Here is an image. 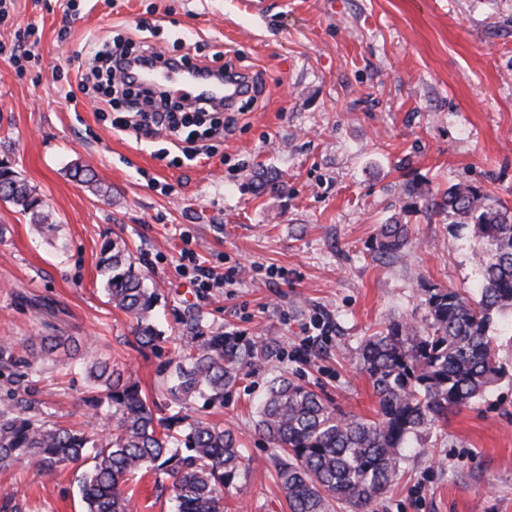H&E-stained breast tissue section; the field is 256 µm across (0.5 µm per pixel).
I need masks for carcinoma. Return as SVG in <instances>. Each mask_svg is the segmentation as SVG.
Here are the masks:
<instances>
[{
  "instance_id": "obj_1",
  "label": "carcinoma",
  "mask_w": 512,
  "mask_h": 512,
  "mask_svg": "<svg viewBox=\"0 0 512 512\" xmlns=\"http://www.w3.org/2000/svg\"><path fill=\"white\" fill-rule=\"evenodd\" d=\"M0 200L29 216L44 235L56 233L42 200L2 161ZM425 206L456 227L471 228L477 293L430 288L425 323L396 320L365 337L358 359L377 398L373 421L343 412L284 375L271 379L256 408V425L277 451V477L289 512H330L335 504L368 512L424 432L486 397L506 375L501 337L493 329L512 313V207L470 185H453L440 199L425 200ZM408 242V225L391 220L382 225L374 251L401 256ZM99 264L109 301L135 319L139 344L165 341L153 323L156 289L149 287L126 245L106 241ZM46 328L38 346L24 356L1 344L0 370L23 367L35 374L43 360L78 351L73 337L50 323ZM173 340L177 351L166 395L174 413L154 414L138 383L109 359L93 358L86 366L91 391L83 403L108 434L48 420L29 386V398L0 401V468L29 460L49 479L93 448V465L79 484L83 512H132V497L123 485L150 467L172 478L168 490L175 512H224V490L251 468L252 459L231 430L184 413L183 405L194 397L209 406L224 403L243 370L272 357L275 345L213 331L199 313Z\"/></svg>"
}]
</instances>
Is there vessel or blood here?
I'll return each mask as SVG.
<instances>
[{"instance_id": "b4317fda", "label": "vessel or blood", "mask_w": 512, "mask_h": 512, "mask_svg": "<svg viewBox=\"0 0 512 512\" xmlns=\"http://www.w3.org/2000/svg\"><path fill=\"white\" fill-rule=\"evenodd\" d=\"M146 83L150 86L160 84L172 86L189 105L204 100L217 107L231 101L236 93L234 87L225 85L220 78L191 72L171 62L156 63L149 72Z\"/></svg>"}]
</instances>
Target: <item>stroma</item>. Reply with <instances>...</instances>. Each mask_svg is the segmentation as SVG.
Here are the masks:
<instances>
[{
	"label": "stroma",
	"instance_id": "obj_1",
	"mask_svg": "<svg viewBox=\"0 0 512 512\" xmlns=\"http://www.w3.org/2000/svg\"><path fill=\"white\" fill-rule=\"evenodd\" d=\"M12 0L0 43L32 32L35 57L0 54V160L42 199L55 235L0 201V344L22 354L51 320L79 341L78 358L109 356L165 414L160 369L193 311L213 329L274 339L273 357L244 370L223 405L190 400L186 413L232 430L252 468L224 494L227 512H289L254 403L284 374L342 411L375 419L377 399L358 366L365 336L428 316L430 288L473 290L467 231L422 209L424 197L472 185L512 206V0ZM148 21V41L259 75L262 94L235 129L193 162L167 138L113 130L79 87L86 41L113 40ZM185 45H178L177 35ZM91 169L95 194L73 178ZM280 175L257 191L258 172ZM408 224L402 256L373 251L382 224ZM109 239L125 241L159 294L165 342L143 347L135 321L108 300L99 270ZM231 287H195L181 250ZM284 270L279 280L268 269ZM315 337L309 358L297 356ZM490 394L423 433L418 449L369 512H512V346ZM81 369L42 364L36 397L55 419L94 424ZM82 468L44 480L34 463L0 471L9 512H80ZM163 475L129 482L137 512H172Z\"/></svg>",
	"mask_w": 512,
	"mask_h": 512
}]
</instances>
